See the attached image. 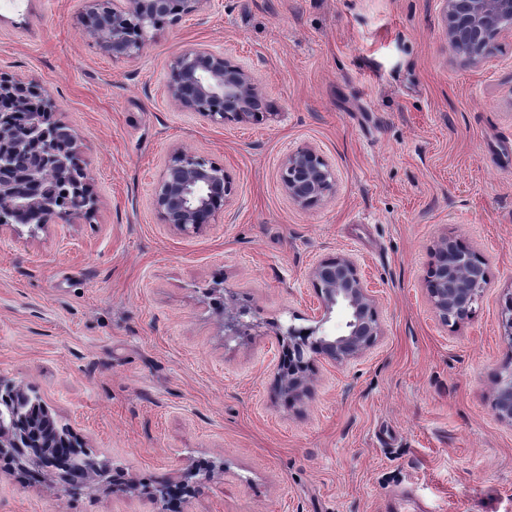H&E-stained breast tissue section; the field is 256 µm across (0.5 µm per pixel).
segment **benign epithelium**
<instances>
[{"mask_svg":"<svg viewBox=\"0 0 512 512\" xmlns=\"http://www.w3.org/2000/svg\"><path fill=\"white\" fill-rule=\"evenodd\" d=\"M207 0H89L83 23L86 35L104 46H112V57L135 56L144 45L149 27L176 24L185 16L201 10ZM448 51L466 64L476 65L492 51L496 40L512 35V0H440ZM169 99L179 107L197 112L219 125L261 120L268 115L266 105L253 76L231 63L222 54L207 48L193 47L178 52L170 61L166 85ZM37 96L40 106L30 114L26 137L0 120V170L13 168L16 155L28 150V139L47 143L45 152L14 177L0 183V227L19 222L22 213L43 216V224L71 222L94 210V197L86 168L73 171L68 157L77 152V137L69 133L68 144L55 148L57 142L49 131L62 123L54 119L56 103L34 79L0 78V98L11 101L15 109H27ZM70 177L76 190L68 209L58 212L39 195L37 187L56 177ZM280 180L291 200L303 207L313 205L333 193L335 177L328 162L312 147L304 146L288 154ZM232 195L230 177L224 167L176 149L171 152L155 187L154 205L164 224L181 231L214 224L224 213ZM485 260L456 238H442L437 244L434 261L426 273V285L432 308L440 321L459 322L472 314L473 304L488 288L490 281ZM314 288L325 310L337 308L342 327L334 334L308 337L290 327L280 336L283 353L298 360L302 367L312 365L310 355H319L342 364L367 352L377 341L379 325L374 300L356 263L347 256L321 261L311 270ZM224 336L236 338L259 331L261 323L241 317L239 306L224 304ZM492 405L497 417L512 424V370L497 374ZM309 373L291 374L278 368L275 387L288 399L308 390ZM59 434L42 429L36 423L0 420V461L15 462L19 470L46 476V485L61 487L69 495L93 489L100 482L109 487L139 490V484L120 473H112L87 455L76 454L86 472L85 482L71 486L59 472L57 448ZM215 465L196 464L172 481H165L144 493L153 501L167 506L178 488L185 497L196 494L191 477L200 471L211 474Z\"/></svg>","mask_w":512,"mask_h":512,"instance_id":"7a95c632","label":"benign epithelium"}]
</instances>
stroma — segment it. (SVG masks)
Here are the masks:
<instances>
[{
	"instance_id": "1",
	"label": "stroma",
	"mask_w": 512,
	"mask_h": 512,
	"mask_svg": "<svg viewBox=\"0 0 512 512\" xmlns=\"http://www.w3.org/2000/svg\"><path fill=\"white\" fill-rule=\"evenodd\" d=\"M86 0H0V76L37 80L77 136L94 212L0 229V382L31 387L81 447L144 484L223 460L180 512H512V424L492 408L512 361V36L453 57L440 0H205L147 29L130 59L85 35ZM205 47L248 70L271 116L224 126L166 95L172 57ZM310 146L333 194L295 204L281 165ZM223 166L224 215L185 233L153 197L172 150ZM487 261L455 324L425 283L441 238ZM351 257L380 336L315 357L275 391L288 327L324 323L309 277ZM221 282L261 332L225 339ZM0 512H158L136 492L60 495L0 462Z\"/></svg>"
}]
</instances>
